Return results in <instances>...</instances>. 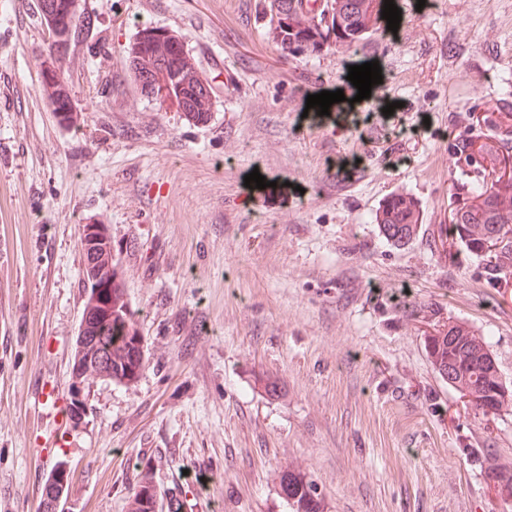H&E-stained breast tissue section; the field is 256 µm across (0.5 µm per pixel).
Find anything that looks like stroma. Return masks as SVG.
<instances>
[{
    "label": "stroma",
    "instance_id": "35a3bbf8",
    "mask_svg": "<svg viewBox=\"0 0 512 512\" xmlns=\"http://www.w3.org/2000/svg\"><path fill=\"white\" fill-rule=\"evenodd\" d=\"M394 3L398 30L295 57L261 0H79L64 126L42 84L40 0H0V512H40L60 460L69 512H125L142 458L184 512H289L291 465L325 512H512L468 454L512 462V406L471 409L424 345L427 327L466 323L512 381V279L487 284L481 257L437 244L462 184L487 176L471 141L502 132L512 154V0ZM147 26L181 37L210 87L206 124L137 89L127 48ZM373 60L369 98L305 115ZM255 170L268 188L245 186ZM394 192L421 213L402 246L376 222ZM92 221L146 365L128 385L86 381L75 418ZM53 385L58 420L37 401Z\"/></svg>",
    "mask_w": 512,
    "mask_h": 512
}]
</instances>
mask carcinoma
<instances>
[{
    "mask_svg": "<svg viewBox=\"0 0 512 512\" xmlns=\"http://www.w3.org/2000/svg\"><path fill=\"white\" fill-rule=\"evenodd\" d=\"M59 14L67 17L61 27L67 44L79 41L82 30L75 15L68 14L70 0H53ZM385 0H338L334 17L329 25L323 24L322 13L303 0H264L262 15L269 16L268 33L285 50L294 44L303 45L308 54L320 52L324 45L335 42L348 46H363L384 22L381 12ZM128 58L133 76H140L152 88H167L174 92L175 105L188 120L205 124L211 116V99L207 82L187 59L183 44L172 43L162 35L159 27L145 28L128 47ZM55 76L43 81L50 104L62 111V120L70 125L78 115L67 110L70 103L67 82L58 65H52ZM478 153L487 166L500 165L498 141L484 142ZM472 201L463 204L460 221L465 224L466 236L459 238L471 252H479L489 239L497 238L501 246L486 256L482 268L485 279L492 285L512 275V184L507 183L494 193H487L480 182L467 184ZM383 236L392 244H404L416 234L420 223V210L413 197L396 193L380 207L376 215ZM106 258L112 263L105 273L112 274V382L130 384L141 374L146 353L136 351L135 340L139 331L134 316L127 314L128 301L119 280L118 261L112 251ZM428 358L440 376L453 373V383L466 389L475 400L489 403L493 411L512 403V384L501 375L484 337L461 322H450L448 328L437 329L425 341ZM481 454L487 479L496 482L512 481V464L503 463L490 448ZM140 479L127 502L126 512H152L157 487L150 476L149 462L136 463ZM280 494L288 501L291 512H324V498L314 481L294 467L282 471L279 478Z\"/></svg>",
    "mask_w": 512,
    "mask_h": 512,
    "instance_id": "cac0c4a2",
    "label": "carcinoma"
}]
</instances>
